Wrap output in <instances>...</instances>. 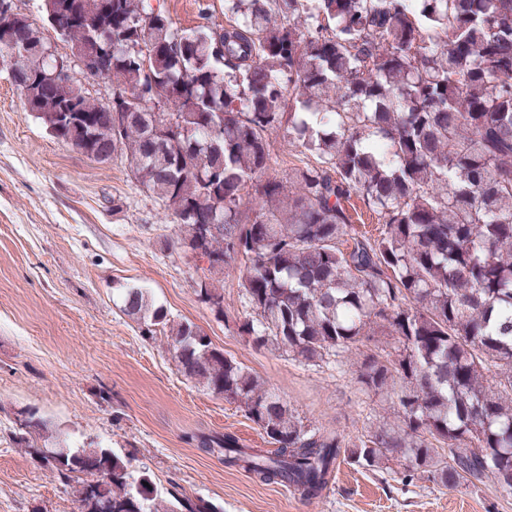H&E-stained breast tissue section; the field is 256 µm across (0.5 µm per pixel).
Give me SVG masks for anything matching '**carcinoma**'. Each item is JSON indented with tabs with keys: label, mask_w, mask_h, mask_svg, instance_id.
Returning a JSON list of instances; mask_svg holds the SVG:
<instances>
[{
	"label": "carcinoma",
	"mask_w": 512,
	"mask_h": 512,
	"mask_svg": "<svg viewBox=\"0 0 512 512\" xmlns=\"http://www.w3.org/2000/svg\"><path fill=\"white\" fill-rule=\"evenodd\" d=\"M77 12L61 40L112 53V108L77 83L40 82L51 60L16 50L31 116L65 147L71 128L126 158L135 181L178 223L172 246L220 273L245 260L251 310L238 332L306 365H330L382 333L394 351L364 355L360 382L393 398L396 421L349 444L304 423L196 325L174 322L132 284L123 311L166 330L179 371L244 406L276 445L202 438L224 465L316 499L340 457L366 469L394 453L448 490L487 480L512 493V0H224L228 24L176 26L152 0H50ZM158 111L141 106L153 89ZM280 132L315 159L267 175ZM212 217L204 234L197 217ZM199 299L224 312L211 282ZM15 443L97 512H219L133 480L129 457L101 444L47 448L48 422L18 412Z\"/></svg>",
	"instance_id": "carcinoma-1"
}]
</instances>
